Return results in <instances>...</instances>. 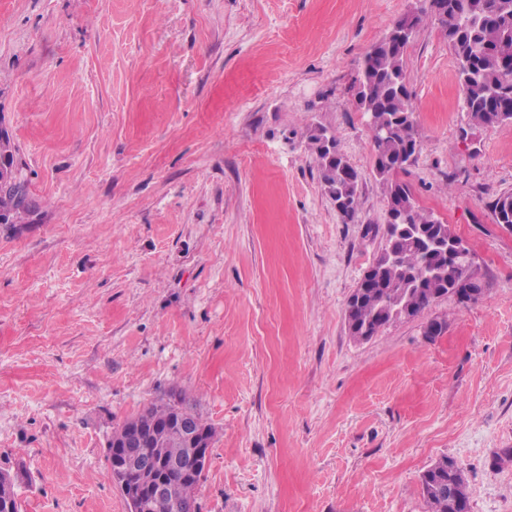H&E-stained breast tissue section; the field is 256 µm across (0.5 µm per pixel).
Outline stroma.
<instances>
[{"mask_svg": "<svg viewBox=\"0 0 512 512\" xmlns=\"http://www.w3.org/2000/svg\"><path fill=\"white\" fill-rule=\"evenodd\" d=\"M420 0H0V134L29 209L0 223V468L21 512H128L113 430L179 395L214 432L199 512H427L464 469L470 512H512V124L478 126ZM406 52L420 135L398 178L452 224L487 292L359 343L346 303L387 198L355 85ZM363 182L342 220L308 150ZM444 321L428 338L429 320ZM494 222L512 229V192H503L491 204ZM448 460L452 459H440L436 463L444 461L446 464L429 469L420 476L421 492L428 512H458L453 505L459 503L469 512L470 500L464 472L460 466L448 467ZM431 485L436 487L431 489Z\"/></svg>", "mask_w": 512, "mask_h": 512, "instance_id": "stroma-1", "label": "stroma"}]
</instances>
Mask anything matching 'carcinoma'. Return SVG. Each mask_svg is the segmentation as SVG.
<instances>
[{"mask_svg":"<svg viewBox=\"0 0 512 512\" xmlns=\"http://www.w3.org/2000/svg\"><path fill=\"white\" fill-rule=\"evenodd\" d=\"M440 9L435 16L457 61V78L463 91V104L471 121L479 126L512 124V0H434ZM409 42L400 46L383 38L366 53L360 88L356 95L360 109L369 118L374 152L372 171L383 186L387 204L398 206L408 215L411 232L393 248L400 255L396 264L385 267L380 295L364 300L356 319L369 325L376 335L386 325L423 313L436 296L448 293L460 303L473 301L465 288L483 282L474 263L448 265L444 254L426 253L421 237L435 239L455 235L450 225L435 219L432 212L419 207L405 183L397 179L405 170L402 162L419 152V133L410 93L406 84L405 53ZM326 133H313L308 148L315 156L325 191L344 204L340 212L349 220L356 212L362 173L342 152L332 154L326 148ZM24 199L14 194L0 195V212L20 218L26 211ZM494 222L512 229V192H503L491 204ZM183 408L170 402L151 404L131 421L151 430L162 427L157 436L177 420ZM143 452L158 460L172 459L184 452V445L170 440L157 447L152 442ZM444 464L421 474L422 496L428 512H457L454 505L470 508L464 472L459 466ZM199 470L187 484H176L173 498L157 504L154 512H181V502L194 497L203 478ZM18 483L8 471H0V512H20Z\"/></svg>","mask_w":512,"mask_h":512,"instance_id":"carcinoma-1","label":"carcinoma"}]
</instances>
